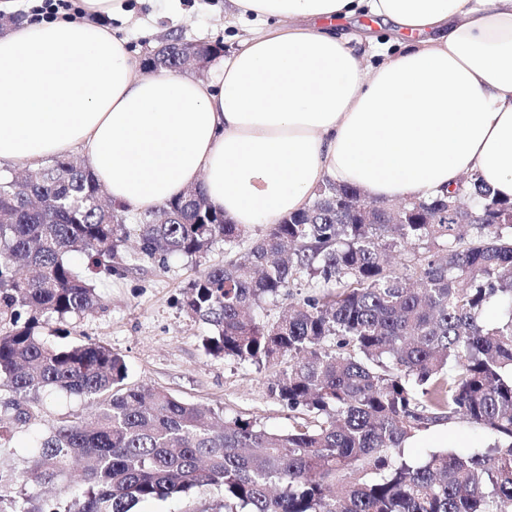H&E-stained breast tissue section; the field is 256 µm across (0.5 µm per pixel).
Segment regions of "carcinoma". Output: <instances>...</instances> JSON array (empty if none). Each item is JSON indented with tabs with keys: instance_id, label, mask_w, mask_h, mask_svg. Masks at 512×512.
I'll return each instance as SVG.
<instances>
[{
	"instance_id": "carcinoma-1",
	"label": "carcinoma",
	"mask_w": 512,
	"mask_h": 512,
	"mask_svg": "<svg viewBox=\"0 0 512 512\" xmlns=\"http://www.w3.org/2000/svg\"><path fill=\"white\" fill-rule=\"evenodd\" d=\"M183 53L181 38H167L158 66L177 72ZM101 197L87 164L70 159L19 182L0 173V321L12 325L0 333V455L38 425L46 395L97 401L0 466V512H132L203 486L224 491L225 512H512V202L480 175L399 209L329 182L240 256L246 227L199 189L134 224ZM132 237L161 264L224 242L229 257L189 284L187 310L213 327L211 353L286 363L269 390L304 423L275 433L223 418L126 385L110 348L40 335L43 319L100 302L67 253L83 252L93 269ZM396 248L414 262L387 266ZM302 280L310 291L291 312L260 314ZM440 424L480 428L488 446L415 463L406 440ZM74 459L84 469L72 487ZM53 484L70 495L38 492Z\"/></svg>"
}]
</instances>
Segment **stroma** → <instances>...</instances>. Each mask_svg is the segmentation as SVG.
Here are the masks:
<instances>
[{"mask_svg": "<svg viewBox=\"0 0 512 512\" xmlns=\"http://www.w3.org/2000/svg\"><path fill=\"white\" fill-rule=\"evenodd\" d=\"M131 19L120 34L138 50H146L143 24H151L156 41L176 34L232 52L238 35L259 28L253 18L230 20L229 0H183V11L172 15L166 0H134ZM111 270H100L93 285L100 304L65 321H50L43 333L53 343L93 342L112 348L127 365L130 386L160 387L177 398L208 407L226 417L257 422L270 431L291 429L300 420L271 395L272 367L214 356L204 343L210 325L189 314L184 295L204 269L223 263L224 243L201 258L171 257L165 263L143 258L134 241L119 250ZM134 512H224V493L199 487L181 499L139 503Z\"/></svg>", "mask_w": 512, "mask_h": 512, "instance_id": "obj_1", "label": "stroma"}]
</instances>
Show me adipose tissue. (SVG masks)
<instances>
[{
  "label": "adipose tissue",
  "instance_id": "1",
  "mask_svg": "<svg viewBox=\"0 0 512 512\" xmlns=\"http://www.w3.org/2000/svg\"><path fill=\"white\" fill-rule=\"evenodd\" d=\"M260 29L203 80L141 75L124 38L69 17L0 33V164L81 152L146 214L201 188L233 223L274 224L327 182L417 200L479 173L512 201V0H230ZM374 17L418 41L351 47Z\"/></svg>",
  "mask_w": 512,
  "mask_h": 512
}]
</instances>
